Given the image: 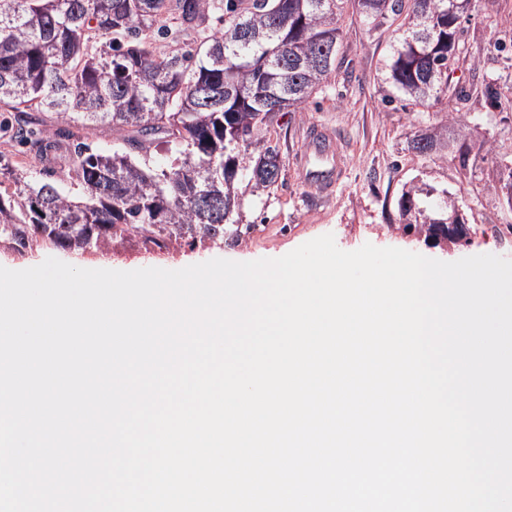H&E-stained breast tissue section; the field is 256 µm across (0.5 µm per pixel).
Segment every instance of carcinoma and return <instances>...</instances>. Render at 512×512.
I'll return each mask as SVG.
<instances>
[{"label": "carcinoma", "mask_w": 512, "mask_h": 512, "mask_svg": "<svg viewBox=\"0 0 512 512\" xmlns=\"http://www.w3.org/2000/svg\"><path fill=\"white\" fill-rule=\"evenodd\" d=\"M166 0H0V105L16 113L15 138L36 144L33 113L94 131L131 136L110 151L75 144L66 178L24 182L0 158V251L20 256L52 248L79 256L132 249L176 254L241 239L239 144L256 155L248 186L277 181L281 158L264 130L277 113L307 101L336 71L322 65L337 52L338 19L348 0H225L223 26L185 53H161L143 37L165 33ZM463 0H354L370 22L403 18L393 47L390 80L416 105L452 102L460 63ZM213 0H177L180 25L207 18ZM433 127L413 142L419 153L444 144ZM170 151L164 167L150 164L153 144ZM402 193L404 235L435 247L469 242L471 226L448 224Z\"/></svg>", "instance_id": "carcinoma-1"}]
</instances>
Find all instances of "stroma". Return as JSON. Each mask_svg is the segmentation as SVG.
I'll use <instances>...</instances> for the list:
<instances>
[{
	"instance_id": "obj_1",
	"label": "stroma",
	"mask_w": 512,
	"mask_h": 512,
	"mask_svg": "<svg viewBox=\"0 0 512 512\" xmlns=\"http://www.w3.org/2000/svg\"><path fill=\"white\" fill-rule=\"evenodd\" d=\"M399 18L374 25L347 5L339 20L341 40L338 67L305 103L277 115L264 135L281 156L276 183L252 192L238 182L235 220L245 225L242 241L224 249L181 252L172 256H99L65 263L78 267L130 271L157 267L169 270L223 258L246 262L281 257L324 234L337 246L354 251L370 243L396 247L445 262L478 254L512 259V206L501 189V168L512 161V0H472L464 18L465 61L452 76L463 87L465 100L456 108L465 123L464 134L449 130L448 145L424 155L412 142L426 129L447 124L448 108L408 105L388 81L387 64L396 41ZM493 83L500 105L490 108L483 93ZM15 116L0 108V153L26 180L42 179L45 170L64 175L75 154L71 140H62L48 156H40L13 138ZM332 128L344 149L345 174L333 194L322 196L305 187L297 157L308 131ZM429 185L435 193L428 207L451 195L465 223L475 225L470 245L445 250L402 237L399 201L403 191Z\"/></svg>"
}]
</instances>
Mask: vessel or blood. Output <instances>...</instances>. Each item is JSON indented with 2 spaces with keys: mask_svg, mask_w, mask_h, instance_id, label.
Masks as SVG:
<instances>
[{
  "mask_svg": "<svg viewBox=\"0 0 512 512\" xmlns=\"http://www.w3.org/2000/svg\"><path fill=\"white\" fill-rule=\"evenodd\" d=\"M298 164L305 186L323 195L331 194L341 178L344 164L334 131L327 127L312 129Z\"/></svg>",
  "mask_w": 512,
  "mask_h": 512,
  "instance_id": "vessel-or-blood-1",
  "label": "vessel or blood"
}]
</instances>
